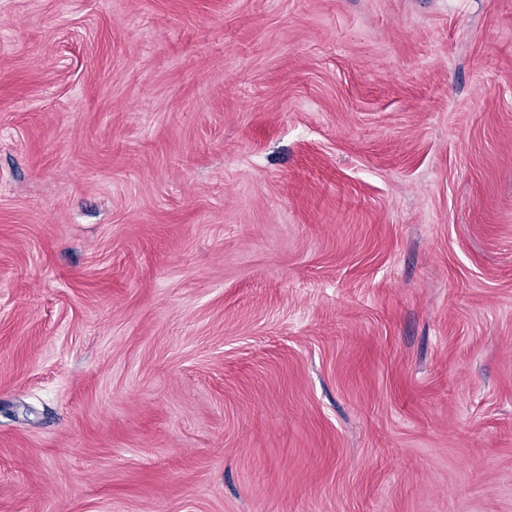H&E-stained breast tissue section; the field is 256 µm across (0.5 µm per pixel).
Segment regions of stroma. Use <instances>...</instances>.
I'll return each mask as SVG.
<instances>
[{"label":"stroma","instance_id":"stroma-1","mask_svg":"<svg viewBox=\"0 0 512 512\" xmlns=\"http://www.w3.org/2000/svg\"><path fill=\"white\" fill-rule=\"evenodd\" d=\"M0 512H512V0H0Z\"/></svg>","mask_w":512,"mask_h":512}]
</instances>
